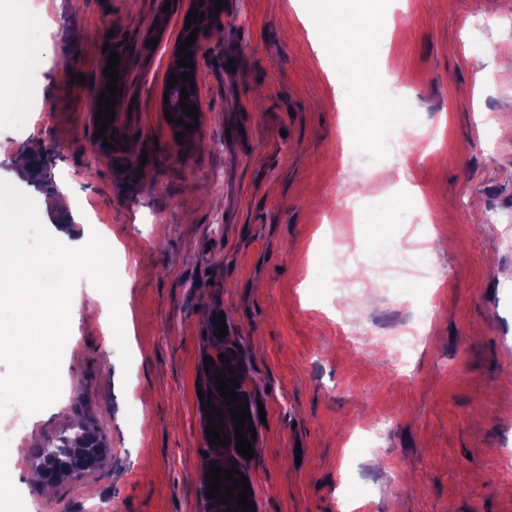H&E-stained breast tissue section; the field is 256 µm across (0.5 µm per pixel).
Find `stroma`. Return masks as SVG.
<instances>
[{
  "mask_svg": "<svg viewBox=\"0 0 512 512\" xmlns=\"http://www.w3.org/2000/svg\"><path fill=\"white\" fill-rule=\"evenodd\" d=\"M315 2L225 0L198 53V125L180 142L160 104L179 12L30 0L18 38L44 55L0 104V179L65 194L70 207L42 222L112 248L131 363L90 313L104 294L79 276L59 396L0 415V444L23 445L0 512H203L198 391L220 346L266 414L242 463L257 512H512V250L485 220L512 212V0H338L355 19L343 42L385 16L378 73L320 50ZM111 49L127 54L122 145L94 156ZM379 168L411 171L420 201L401 180L371 182ZM345 203L355 252L393 266L349 306L331 249ZM402 206L430 217L410 224ZM429 307L402 360L383 336ZM77 419L107 456L76 483L29 481L38 449Z\"/></svg>",
  "mask_w": 512,
  "mask_h": 512,
  "instance_id": "obj_1",
  "label": "stroma"
}]
</instances>
